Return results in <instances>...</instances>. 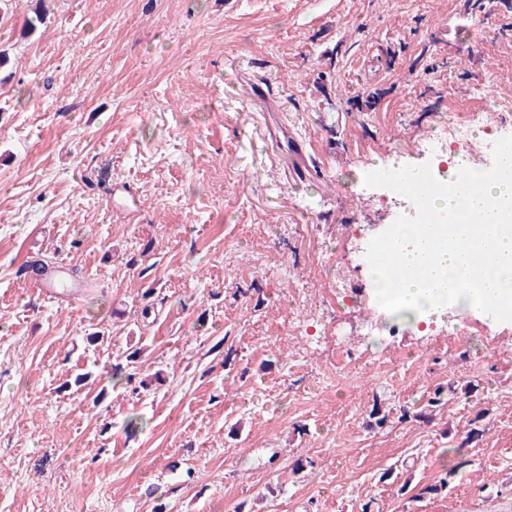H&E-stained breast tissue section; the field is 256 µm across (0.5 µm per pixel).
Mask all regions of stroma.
<instances>
[{
  "label": "stroma",
  "instance_id": "stroma-1",
  "mask_svg": "<svg viewBox=\"0 0 512 512\" xmlns=\"http://www.w3.org/2000/svg\"><path fill=\"white\" fill-rule=\"evenodd\" d=\"M475 2L48 0L28 34L0 0V512H512V322L365 336V240L414 214L369 170L512 135V9ZM66 265L65 263H57L34 285V290L41 299L48 302H56L61 295H64L71 304L76 303L80 299L82 288L73 287L62 276Z\"/></svg>",
  "mask_w": 512,
  "mask_h": 512
}]
</instances>
